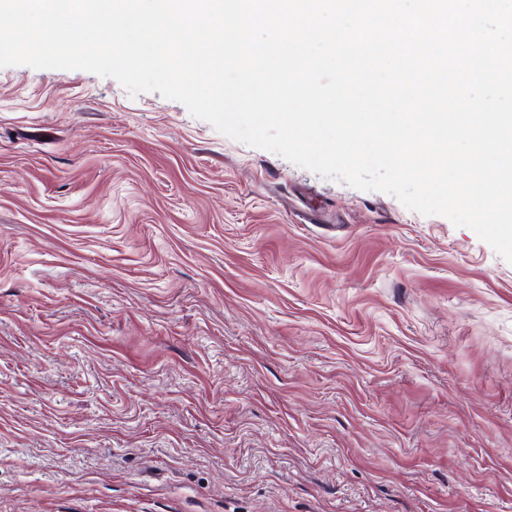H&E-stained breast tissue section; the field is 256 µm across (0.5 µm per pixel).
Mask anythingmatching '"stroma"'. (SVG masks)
Wrapping results in <instances>:
<instances>
[{"instance_id":"obj_1","label":"stroma","mask_w":512,"mask_h":512,"mask_svg":"<svg viewBox=\"0 0 512 512\" xmlns=\"http://www.w3.org/2000/svg\"><path fill=\"white\" fill-rule=\"evenodd\" d=\"M0 512H512V263L160 93L0 68Z\"/></svg>"}]
</instances>
